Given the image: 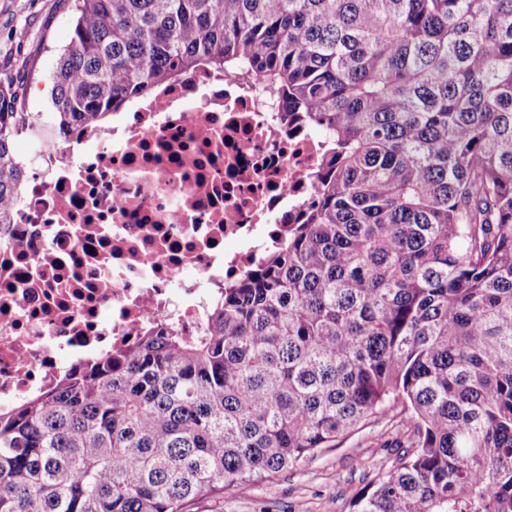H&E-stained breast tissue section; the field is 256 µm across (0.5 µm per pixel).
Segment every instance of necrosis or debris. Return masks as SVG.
<instances>
[{
	"instance_id": "necrosis-or-debris-1",
	"label": "necrosis or debris",
	"mask_w": 512,
	"mask_h": 512,
	"mask_svg": "<svg viewBox=\"0 0 512 512\" xmlns=\"http://www.w3.org/2000/svg\"><path fill=\"white\" fill-rule=\"evenodd\" d=\"M324 139L262 85L200 67L64 139L0 226V405L52 387L144 325L199 333L315 199Z\"/></svg>"
}]
</instances>
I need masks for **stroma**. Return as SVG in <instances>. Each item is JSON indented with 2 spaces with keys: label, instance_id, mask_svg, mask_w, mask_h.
<instances>
[{
  "label": "stroma",
  "instance_id": "1",
  "mask_svg": "<svg viewBox=\"0 0 512 512\" xmlns=\"http://www.w3.org/2000/svg\"><path fill=\"white\" fill-rule=\"evenodd\" d=\"M73 0H0V84L23 111L43 112L57 54L72 34ZM396 409L368 420L335 448L259 480L242 493L205 497L187 512H356V503L399 463Z\"/></svg>",
  "mask_w": 512,
  "mask_h": 512
}]
</instances>
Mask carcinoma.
<instances>
[{"label": "carcinoma", "instance_id": "1", "mask_svg": "<svg viewBox=\"0 0 512 512\" xmlns=\"http://www.w3.org/2000/svg\"><path fill=\"white\" fill-rule=\"evenodd\" d=\"M48 122L0 84V225L21 133L62 136L206 64L326 140L316 201L206 328L175 323L0 408V512H185L400 405L357 512H512V0H74Z\"/></svg>", "mask_w": 512, "mask_h": 512}]
</instances>
